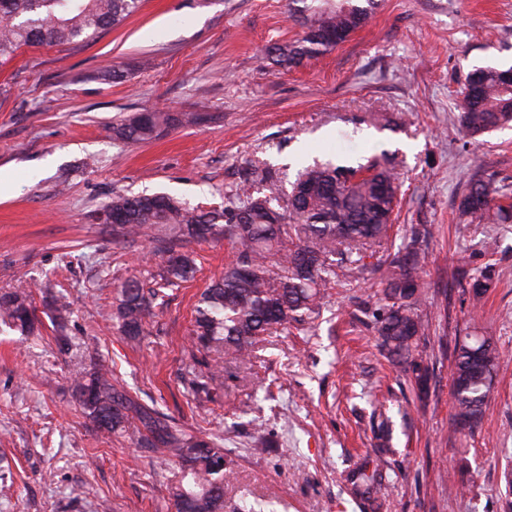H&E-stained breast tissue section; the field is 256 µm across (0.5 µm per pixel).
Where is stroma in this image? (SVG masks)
<instances>
[{
	"mask_svg": "<svg viewBox=\"0 0 512 512\" xmlns=\"http://www.w3.org/2000/svg\"><path fill=\"white\" fill-rule=\"evenodd\" d=\"M288 2L142 0L92 41L24 48L0 68V291L32 285L39 319L30 336L0 331V512H175L177 465L85 427L70 376L94 362L182 427L222 439L224 512H371L344 480L365 460L383 473L386 512H503L512 498V222L463 224L457 212L475 175L512 205V127L473 137L456 109L469 71L512 67V0H380L364 28L285 72L263 55L302 32ZM107 65L121 79H102ZM155 109L178 118L158 138L113 135V122ZM196 112L209 121L190 122ZM298 154L387 160L403 182L393 233L358 272L337 267L310 323L265 337L250 362L225 359L220 398H194L193 309L227 243H191L195 278L166 289L133 344L112 320L114 290L160 259L151 242H116L98 213L116 192L218 207L250 165L291 184ZM414 227L423 392L373 329L374 265ZM487 267L492 286L473 303L459 281ZM47 293L72 310L67 347ZM467 336L492 337L503 359L481 425L457 430L450 372ZM259 435L271 447H254Z\"/></svg>",
	"mask_w": 512,
	"mask_h": 512,
	"instance_id": "1",
	"label": "stroma"
}]
</instances>
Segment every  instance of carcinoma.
<instances>
[{
    "instance_id": "cac0c4a2",
    "label": "carcinoma",
    "mask_w": 512,
    "mask_h": 512,
    "mask_svg": "<svg viewBox=\"0 0 512 512\" xmlns=\"http://www.w3.org/2000/svg\"><path fill=\"white\" fill-rule=\"evenodd\" d=\"M302 34L268 48L265 58L284 71L300 67L334 50L364 27L378 0H300ZM141 0H0V67L25 47L86 42L120 26ZM460 123L473 136L512 122V69L478 67L466 76L458 101ZM178 118L167 112H140L112 124L113 135L130 143L157 137ZM267 192L253 195V171L247 170L236 197L210 210L191 206L169 194L117 192L103 209L112 216V232L123 242L146 236L164 256L154 287L132 275L117 288L112 320L129 342L145 334L152 304L163 289L191 281L197 273L193 241L223 239L233 259L224 273L203 290L195 307L190 336L192 360L209 366L213 353L247 357L261 336L284 333L319 313L324 288L336 279V266L347 260L360 268L367 252L390 237L400 182L386 164L347 166L314 161L304 167L284 193L271 169ZM489 184L471 178L458 206L467 224L512 221V210L491 206ZM420 234L395 253L382 271L384 301L375 318L379 347L393 365L423 382L427 368L419 360V341L429 324L418 313L416 273L424 261ZM60 344L66 342L67 307L55 296L45 301ZM38 318L32 295L0 294V325L23 336L34 332ZM502 353L490 337L456 344L451 372L454 422L474 429L485 415ZM72 391L89 425L107 433L128 429L144 448L168 453L180 463L178 479L168 489L176 512H224V457L219 442L192 433L168 414L132 395L102 366L95 364L72 379ZM364 464L347 475L354 492L381 508L382 472Z\"/></svg>"
}]
</instances>
